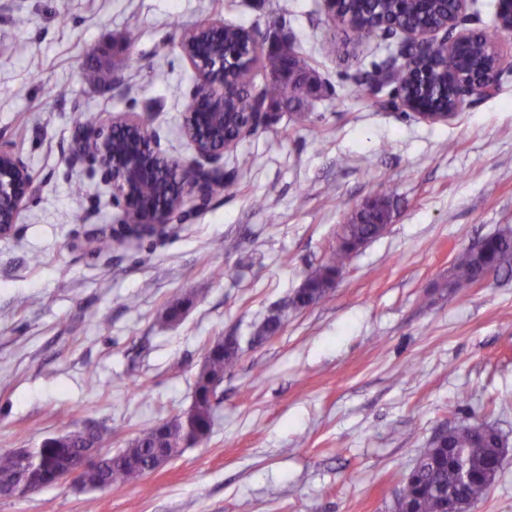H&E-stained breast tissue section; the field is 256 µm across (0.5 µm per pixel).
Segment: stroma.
<instances>
[{"instance_id": "obj_1", "label": "stroma", "mask_w": 512, "mask_h": 512, "mask_svg": "<svg viewBox=\"0 0 512 512\" xmlns=\"http://www.w3.org/2000/svg\"><path fill=\"white\" fill-rule=\"evenodd\" d=\"M213 19L290 41L321 90L226 152L231 181L170 237L98 251L120 211L68 163L72 118L137 112L168 155L191 157L180 41ZM397 45L331 26L323 0H0V143L39 174L0 238V451L76 429L118 451L191 408L208 342L241 347L207 443L106 491L0 497V512H86L90 499L95 512H391L435 433L467 417L509 444L478 512H512V276L448 286L458 253L512 230V65L496 94L429 123L360 81ZM377 192L393 200L389 231L328 298L294 307ZM270 315L279 332L251 343Z\"/></svg>"}]
</instances>
